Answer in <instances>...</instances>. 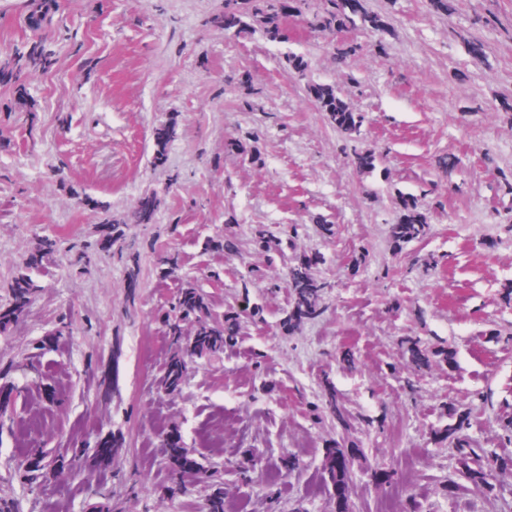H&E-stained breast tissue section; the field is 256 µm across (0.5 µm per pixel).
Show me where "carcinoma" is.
I'll return each instance as SVG.
<instances>
[{"instance_id": "cac0c4a2", "label": "carcinoma", "mask_w": 512, "mask_h": 512, "mask_svg": "<svg viewBox=\"0 0 512 512\" xmlns=\"http://www.w3.org/2000/svg\"><path fill=\"white\" fill-rule=\"evenodd\" d=\"M331 5L313 15L309 21L310 28L323 33H334L354 22L355 16H360L363 23L379 25V19L368 14H358L355 0H330ZM61 8V0H27L28 18L38 19L36 25L50 20ZM212 23L224 26V29H247L253 24L262 27L267 39L274 43H282L286 39V17L279 11L277 0H225L224 15L212 19ZM55 65V50L49 38L40 37L28 40L14 48L5 59L0 60V84H10L24 92L27 77L37 71L48 72ZM323 111L327 112L336 128L354 139L361 134L362 119L359 115L348 110L336 89L330 85L322 86L318 98ZM177 125L174 123L165 127V135L157 138V149L154 164L164 162L165 145L176 138ZM157 200L152 197L144 199L132 207L124 223L149 224L152 221ZM429 224H409L404 220L391 225L390 235L403 243L420 240L427 235ZM251 241L257 248L271 249L272 240L268 229L263 224L252 228ZM58 251V241L52 236H44L37 242L34 249L25 260V270L18 272L10 285V302L0 306V328L6 329L16 323L23 315L39 288L33 272L46 268ZM158 265L163 276L173 277L180 269L179 255L176 252L164 251L158 256ZM286 288L291 295V311L288 320L315 319L322 314V300L325 283L316 278L312 265L303 257L288 267ZM180 296L190 298V305L182 306L176 301L174 316L165 319L168 336L176 346V357L173 369L169 370L160 380V386L167 389L180 378L178 369L195 358L206 354H220L224 349L235 343L236 333L221 327L217 318L209 311L204 295L195 288H185ZM193 318L196 330L191 338H184L180 320ZM448 424L445 426L446 441L457 449V460L460 471L479 491H487L491 487L490 471L476 465L471 454L466 450L467 443L464 430L468 425V416L453 407H447ZM344 448L335 445L325 452L323 487L345 484L349 479L347 463L342 461ZM43 455L26 453L22 465L26 473L33 479L45 478L46 472L42 467ZM173 475L169 483L161 487L165 495L175 497L185 493L190 474L181 469L178 460H172Z\"/></svg>"}]
</instances>
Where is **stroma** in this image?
<instances>
[{"mask_svg":"<svg viewBox=\"0 0 512 512\" xmlns=\"http://www.w3.org/2000/svg\"><path fill=\"white\" fill-rule=\"evenodd\" d=\"M383 20L339 38L294 17L287 42L262 29L212 25L224 0H63L48 27L56 64L27 78L26 105L0 84V303L39 237L59 243L51 275L24 315L0 332V494L19 512H207L206 484L169 497L172 467L160 433L178 431L221 483L226 512H337L334 496L309 493L326 446L355 449L349 512H376L413 497L422 512H512V473L493 490L461 485L454 449L435 442L451 403L469 416L475 450L501 445L512 419V0H359ZM24 0H0V56L35 32ZM382 42L384 53L373 50ZM350 48L344 63L334 52ZM304 56L306 81L287 56ZM249 83H240V72ZM334 85L362 131L349 140L306 82ZM177 120L162 165L154 131ZM255 147L260 162L238 152ZM375 155L362 171L353 150ZM454 159L442 168L441 158ZM428 217L425 238L391 246L399 195ZM158 199L153 220L129 224L137 202ZM122 224V253L91 266L73 257L95 245L103 221ZM267 225L284 253L257 249ZM233 232L224 250L207 242ZM180 256L162 282L156 255ZM323 260V314L281 330L290 310L288 266ZM139 259L129 273L126 254ZM206 295L213 315L241 317L238 352L189 363L173 392L157 377L175 348L164 334L180 287ZM70 333L38 345L60 322ZM419 339L423 364L400 345ZM332 385L351 418L340 424L315 402ZM118 437L107 469L75 458ZM251 448L262 466L243 477ZM64 457L52 477L29 482L20 450Z\"/></svg>","mask_w":512,"mask_h":512,"instance_id":"stroma-1","label":"stroma"}]
</instances>
